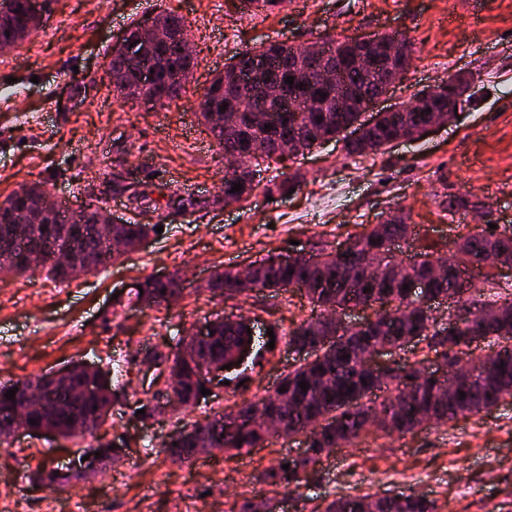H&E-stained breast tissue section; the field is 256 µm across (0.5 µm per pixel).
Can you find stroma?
<instances>
[{
	"label": "stroma",
	"instance_id": "1",
	"mask_svg": "<svg viewBox=\"0 0 512 512\" xmlns=\"http://www.w3.org/2000/svg\"><path fill=\"white\" fill-rule=\"evenodd\" d=\"M233 0H45L43 25L0 50V201L40 182L57 204L78 208L92 188L131 223L157 213L164 230L94 275L61 284L35 272L0 278V381L23 382L83 361L111 371L128 403L115 406L96 435L24 437L0 445V486L14 512H229L243 499L273 498L276 512H316L340 494L415 491L440 512H512V398L491 412L359 442L323 458L321 480L283 495L256 482L263 469L298 456L300 438L250 451L214 452L192 465L160 451L178 421L193 422L265 394L296 356L287 332L311 315L288 291L225 298L207 284L216 271L252 264L294 247L330 249L360 226L409 216L414 239L397 255L433 246L450 255L475 210L448 212L450 196L489 206L512 224V0H289L271 15L238 12ZM170 11L186 20L195 66L180 99L144 107L116 99L100 82L116 38L133 22ZM398 32L412 42L404 80L375 103L404 105L450 75L470 72L478 102L421 137L377 154L347 155L343 141L272 164L245 199L224 203L225 160L198 103L229 59L269 41L303 43ZM141 191L133 202L130 189ZM178 276L170 309L113 308V294L150 276ZM246 314L276 329V349L251 356L245 379L216 387L181 420L142 423L134 412L148 382L133 364L138 349L164 347L218 317ZM127 437L118 461L84 479L34 488L39 468H63L93 440Z\"/></svg>",
	"mask_w": 512,
	"mask_h": 512
}]
</instances>
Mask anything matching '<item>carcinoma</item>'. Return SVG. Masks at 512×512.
<instances>
[{
  "label": "carcinoma",
  "mask_w": 512,
  "mask_h": 512,
  "mask_svg": "<svg viewBox=\"0 0 512 512\" xmlns=\"http://www.w3.org/2000/svg\"><path fill=\"white\" fill-rule=\"evenodd\" d=\"M246 12L272 13L284 6L287 0H247ZM40 24L33 22L28 0H0V49L18 45L28 38ZM329 50L340 68L343 83L359 101L369 103L386 90L385 69L404 71L410 67L411 44L403 39L405 51L392 56L383 54L373 62L374 70L360 73L354 67L355 58L365 49L356 38L334 37L328 41ZM271 54L275 69L283 77L295 62L280 52L276 43H263L253 51L236 55L225 65L227 69L249 66L250 55ZM194 60L183 58L174 48H169L165 58L158 63L154 83L138 84L136 72L124 66L122 51H117L108 67L115 73L114 91L123 100L129 96H161L172 101L185 88L186 81L174 78V72H191ZM267 73H257L252 81L241 86L238 96L231 100L224 93V76L217 75L204 89L199 101L200 115L224 152L227 170L224 175V194L240 198L253 189V180L261 167L279 162V152L284 143H293L302 151H309L318 136L337 137L346 126L359 121L358 112L336 111L335 97L329 89L312 83L302 89L304 108L291 112L279 102H257L273 110L275 124L266 134L268 150L260 158L248 153L251 136L242 130L238 133L223 124L221 106L229 109L250 97L251 88L265 82ZM450 89H442L428 98H418L405 105L403 112H380L376 124L366 129L361 138L346 142L350 155H362L384 149L395 136L407 133L420 136L426 124L448 108L463 109L474 101L475 93L469 88L475 84L473 75L455 74L448 78ZM322 121H317V117ZM242 189L231 192L235 185ZM23 193L16 192L0 201V237L17 235L18 249L4 272L24 275L38 269L46 277L60 283L78 278L72 269L59 264H47L35 268L26 260L28 252H51L63 247H76L91 257L82 274L88 275L106 267L120 257L112 251L97 227L96 212L72 225V232H61L53 224H30L21 234H16L15 215L32 208L43 196L44 190L37 183L22 186ZM410 225L406 220L392 222L388 219L375 224L350 238L352 248L346 259L336 252L324 249L317 252L318 261L313 264L296 263L285 267L279 256L270 255L255 268L252 279L243 282L231 270L218 271L208 283V289L220 291L229 298L247 296L265 290H277L286 281H304L312 285L307 299L320 314L307 319L288 332V347L297 351L313 344L321 337H332L335 342L312 360L299 365L285 374L281 384L286 391L268 392L258 400H244L235 405L237 413H215L201 422L183 426L161 444L162 452L173 462L186 463L195 458V449L202 437L209 436L214 449L219 452L237 451L261 446L270 434L254 423L251 410L263 406L273 410L288 424V434L305 438L304 454L288 460L289 469L271 466L259 476V481L282 487L288 492L297 491L302 483L319 475V465L327 448H340L352 444L362 433L371 429L384 436L405 435L423 426L422 416L432 415L434 421L445 424L465 416H476L498 406L506 398H512V347L502 341L512 340V289L498 284L491 275L484 276L482 287L475 289L465 302L446 319L432 316L428 300L434 295H453L458 288V267L480 268V261L487 255L499 263L512 266V234L506 235L495 228H474L459 236L455 251L448 257H437L430 252L416 254L415 264L409 273L396 271L397 262L384 247L390 240L405 237ZM155 229L153 224H122L115 234L130 245L147 237ZM442 263L448 267V275L432 277L433 268ZM293 274H288V271ZM426 281V290L412 293V279ZM409 285L403 289V285ZM143 293H134L128 299L132 303L145 296L158 300V304H171L181 294L176 277L166 280L147 278L141 282ZM382 305V311L367 326H341L331 321L332 312L352 305ZM493 305L495 313L487 320L478 316L483 308ZM250 324L228 317L211 322L215 330L212 339L199 345L201 357L213 361H225L250 345L254 334L247 333ZM424 335L428 351L434 353L435 362L462 373L459 383L442 391L439 380H420L423 368L420 363L406 364L390 376L383 392L382 401L372 400V378L359 369L360 354L377 345L406 342L411 336ZM497 347L492 353L491 367L483 369L473 364L470 337ZM152 355L171 364L178 381L172 396L178 406H192L202 385L200 368L190 364L175 347L163 354L151 350ZM327 376L331 383L324 385L321 378ZM306 383L301 389L299 382ZM95 389L83 390V376L77 374L70 392L42 391L40 407L32 409L24 420L28 428L36 430L46 426L65 438L74 437L69 428V418L76 413L101 416L111 411L126 397L125 392L112 388L110 373L101 370L94 380ZM353 392H348V389ZM8 386H0V442L9 439L15 422L13 401L5 397ZM465 398H460V393ZM36 424H30V420ZM70 479L68 474L55 475V471L42 469L35 473L33 482L45 487L55 486ZM436 501L415 493L395 496L377 494H342L325 503L321 512H438Z\"/></svg>",
  "instance_id": "1"
}]
</instances>
